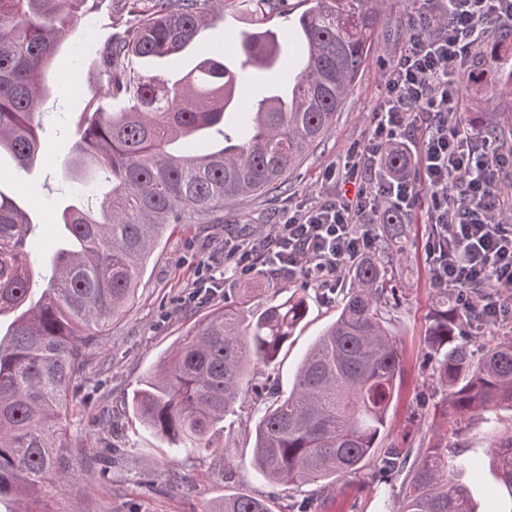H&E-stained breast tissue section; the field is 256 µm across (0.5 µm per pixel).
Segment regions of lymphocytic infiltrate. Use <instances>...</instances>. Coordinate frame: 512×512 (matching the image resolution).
Returning a JSON list of instances; mask_svg holds the SVG:
<instances>
[{"mask_svg":"<svg viewBox=\"0 0 512 512\" xmlns=\"http://www.w3.org/2000/svg\"><path fill=\"white\" fill-rule=\"evenodd\" d=\"M419 21L385 76L386 95L368 144L350 173L371 172L354 196L333 194L271 225L267 234L224 241V260L243 272L258 263L287 265L289 272L335 285L342 272L375 242L385 206L403 208L427 196L433 230L427 253L435 283L459 290L484 322L512 314V221L501 210L498 170L506 159L475 137L456 132L457 80L493 26L512 21V0H422ZM430 118L413 155L423 179L376 176L382 147Z\"/></svg>","mask_w":512,"mask_h":512,"instance_id":"1","label":"lymphocytic infiltrate"}]
</instances>
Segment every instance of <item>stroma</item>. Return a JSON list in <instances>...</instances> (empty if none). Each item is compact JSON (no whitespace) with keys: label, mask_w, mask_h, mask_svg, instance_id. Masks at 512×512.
I'll list each match as a JSON object with an SVG mask.
<instances>
[{"label":"stroma","mask_w":512,"mask_h":512,"mask_svg":"<svg viewBox=\"0 0 512 512\" xmlns=\"http://www.w3.org/2000/svg\"><path fill=\"white\" fill-rule=\"evenodd\" d=\"M207 24L178 66L188 68L204 50L219 53L225 39H239L248 21L233 0H207ZM378 32L369 61L360 71L336 122L313 153L288 178L287 191L276 195H252L226 204L207 224H173L163 233L148 259L133 299L126 312L112 321L108 336L88 351L87 381L78 391L67 413V439L61 453L71 477L63 485L50 482L38 496L47 501L49 512H206L227 494L252 496L276 494V512H292L304 502L308 512H383L382 491L400 494L402 478L380 487L369 469L337 485L325 480L299 486L270 487L256 475L251 458V427L258 417L256 407L245 403L237 414L228 415L213 436V450L192 455L174 454L166 439L135 419L127 402L134 388L153 373L170 349L222 307L225 298L242 289L252 291L250 307L267 304L305 289L309 312L293 338L283 348L276 366L281 390L291 388L305 349L336 318L332 292L302 276L272 279L255 271L241 275L227 268L213 290L197 296L196 284L204 265L224 257V240L233 233L255 234L282 222L284 216L321 201L337 192L345 180L346 156L362 149L374 127V111L382 97L384 75L396 61L418 11L408 0H378ZM130 20L112 12L103 0L82 19L78 33L68 39L49 70L53 87L43 106L46 162L29 172H19L10 157L0 158V192L14 198L28 211L35 225L34 257H44L55 240L56 210L70 204L66 188L65 162L71 155L76 126L87 106L86 94L70 92L72 78L82 84H103L96 62L107 41L123 31ZM298 37L288 41L289 59L283 66L253 74L244 109L235 113L234 123L248 121L246 110L266 94L280 77L295 73L294 56L302 53ZM335 179H327L328 170ZM408 260L399 274L408 287L402 304L387 309L386 318L397 336L402 353V376L397 395L387 414L381 444L406 439L412 448L427 446L438 427H447L448 457L454 461L479 463L480 479L463 474L478 512H512V487L502 483L492 465L493 448L499 437L512 433V411L493 407L461 418L445 414L440 406L441 387L433 383L425 367L427 327L434 306V288L426 260L431 226L426 199L410 209ZM118 444L122 455L111 472L99 474L91 459L102 447ZM232 448L235 458L232 480L224 478L220 447Z\"/></svg>","instance_id":"35a3bbf8"}]
</instances>
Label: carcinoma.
I'll use <instances>...</instances> for the list:
<instances>
[{
    "instance_id": "1",
    "label": "carcinoma",
    "mask_w": 512,
    "mask_h": 512,
    "mask_svg": "<svg viewBox=\"0 0 512 512\" xmlns=\"http://www.w3.org/2000/svg\"><path fill=\"white\" fill-rule=\"evenodd\" d=\"M97 0H0V154L28 171L43 161L38 130L42 104L53 87L43 74ZM207 0H112L133 17L105 45L98 69L106 86L88 85L89 109L76 132L65 170L74 204L57 216L64 239L53 248L45 288L33 299L40 272L26 249L28 213L0 192V501L22 488L67 479L56 448L62 416L86 379L87 350L99 344L132 299L143 267L171 224H204L224 201L287 190L288 176L314 151L336 121L378 31L370 0H311L298 18L306 53L288 93L265 96L242 132L224 127L239 99L240 73L199 58L176 78L132 76L125 62L176 60L205 24ZM287 0H238L253 28L240 38L242 66L272 68L282 49L265 28ZM512 23L468 66V79L496 73L499 94L512 96ZM124 101L120 110L99 104ZM471 133L512 151V112L487 111L467 119ZM378 164L405 171L411 155L388 146ZM410 224L407 212L383 210L377 229L384 250L367 254L343 273L348 290L336 319L306 350L293 387L280 392L265 373L304 321L308 298L292 292L260 312L248 296L224 300L194 332L174 346L162 366L133 391L140 422L170 445L210 450L212 429L249 401L263 406L254 425L253 466L267 483L342 480L367 459L380 482L407 473L396 512H476L468 486L454 481L445 436L418 453L398 442L377 445L402 374L397 337L384 310L399 303ZM435 309L424 363L459 415L492 405L512 410V336H490L474 358L473 332L488 325L462 296L434 285ZM500 481L512 487V435L497 444ZM275 499L227 494L209 512H274Z\"/></svg>"
}]
</instances>
